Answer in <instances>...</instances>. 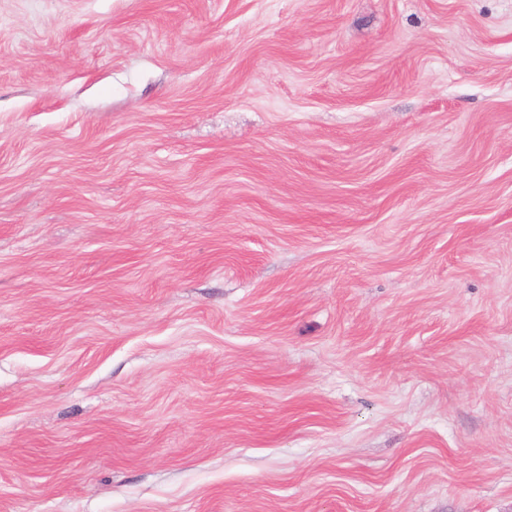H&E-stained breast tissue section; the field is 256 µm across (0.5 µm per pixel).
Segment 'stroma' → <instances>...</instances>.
Returning a JSON list of instances; mask_svg holds the SVG:
<instances>
[{"instance_id":"35a3bbf8","label":"stroma","mask_w":512,"mask_h":512,"mask_svg":"<svg viewBox=\"0 0 512 512\" xmlns=\"http://www.w3.org/2000/svg\"><path fill=\"white\" fill-rule=\"evenodd\" d=\"M0 512H512V0H0Z\"/></svg>"}]
</instances>
